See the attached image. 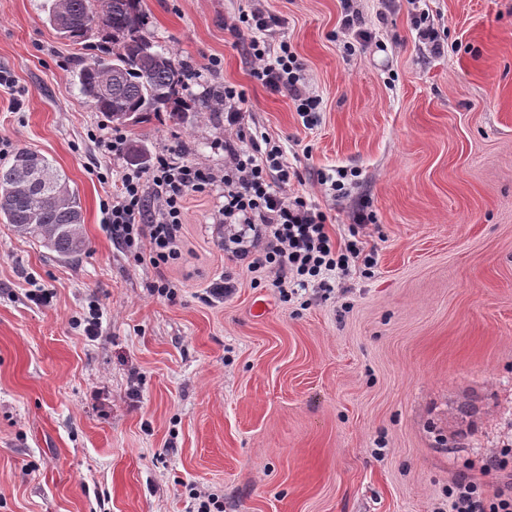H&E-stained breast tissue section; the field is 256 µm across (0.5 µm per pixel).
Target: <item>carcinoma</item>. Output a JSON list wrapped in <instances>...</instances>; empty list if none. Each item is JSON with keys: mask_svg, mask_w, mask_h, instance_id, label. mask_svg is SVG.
<instances>
[{"mask_svg": "<svg viewBox=\"0 0 512 512\" xmlns=\"http://www.w3.org/2000/svg\"><path fill=\"white\" fill-rule=\"evenodd\" d=\"M48 21L74 45L100 40V53L78 64L76 78L87 102L113 123L139 125L164 115L181 124L190 112L212 111L220 96L218 90L193 100L183 96L189 70L142 34L143 0H52ZM0 216L19 236L61 258L85 251L78 191L42 154L19 149L0 164Z\"/></svg>", "mask_w": 512, "mask_h": 512, "instance_id": "cac0c4a2", "label": "carcinoma"}]
</instances>
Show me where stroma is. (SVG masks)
Segmentation results:
<instances>
[{
	"mask_svg": "<svg viewBox=\"0 0 512 512\" xmlns=\"http://www.w3.org/2000/svg\"><path fill=\"white\" fill-rule=\"evenodd\" d=\"M49 0H0V141L47 156L78 188L84 253L64 260L0 219V512H436L468 475L512 477V0H356L376 35L348 48L341 0H266L321 99L305 124L251 74L227 18L249 0H143V34L189 67L187 93L243 91L246 133L283 146L336 242L351 214L372 271L284 298L267 273L224 277L214 193L186 202L183 259L154 269L113 244L105 207L129 159L99 153L110 121L75 81L90 45L61 39ZM222 61L211 72V58ZM143 164L179 147L224 168V115L127 128ZM348 171L344 197L326 183ZM51 294L49 305L29 298ZM100 308L101 328L81 323ZM502 467L484 470L490 455ZM430 13L426 9L416 8V14L413 17V27L417 31L418 40L424 44L431 54L439 55L444 51V42L438 36L434 25L431 24Z\"/></svg>",
	"mask_w": 512,
	"mask_h": 512,
	"instance_id": "35a3bbf8",
	"label": "stroma"
}]
</instances>
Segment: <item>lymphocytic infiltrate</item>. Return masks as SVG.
Listing matches in <instances>:
<instances>
[{
	"mask_svg": "<svg viewBox=\"0 0 512 512\" xmlns=\"http://www.w3.org/2000/svg\"><path fill=\"white\" fill-rule=\"evenodd\" d=\"M282 17L269 12L263 0H253L249 12L227 23L233 36L249 35L253 76L276 92H287L302 116L318 111L320 101L305 82L304 65L277 36ZM242 91L225 87L216 106L228 129L221 146L224 171L185 158L170 148L155 154L149 168L123 169L106 207V229L113 242L134 260L158 273V293L175 298L165 269L183 257L181 238L185 201L194 192L221 197L214 220L224 227V257L231 267L272 273L271 287L320 288L333 291L350 275L355 243L336 245L327 229V216L305 194H285L297 173L280 144L269 137L246 140ZM448 512H512V487L487 499L469 477H458L448 487Z\"/></svg>",
	"mask_w": 512,
	"mask_h": 512,
	"instance_id": "lymphocytic-infiltrate-1",
	"label": "lymphocytic infiltrate"
}]
</instances>
